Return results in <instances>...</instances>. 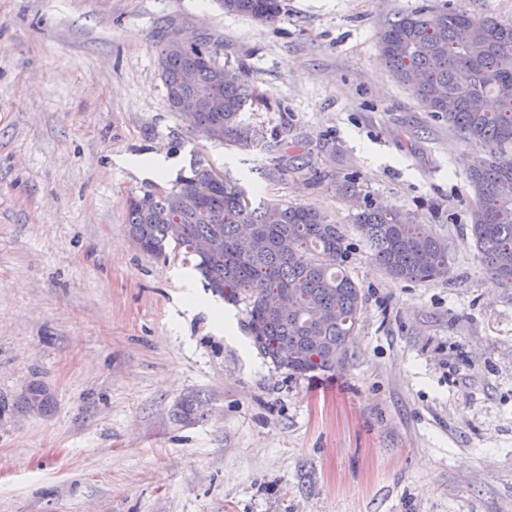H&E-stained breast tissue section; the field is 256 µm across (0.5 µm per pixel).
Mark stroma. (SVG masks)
<instances>
[{
	"mask_svg": "<svg viewBox=\"0 0 512 512\" xmlns=\"http://www.w3.org/2000/svg\"><path fill=\"white\" fill-rule=\"evenodd\" d=\"M281 7L270 24L219 0H0V512H512V288L468 229L482 155L379 49L402 13L512 21V0ZM177 33L223 41L246 68L258 98L241 119L259 142L203 138L171 111L159 53ZM195 167L251 204L316 208L356 243L365 305L342 367L275 368L242 307L131 241V193ZM352 172L447 240V279L383 275L336 190ZM33 383L45 410L22 404ZM189 397L193 423L177 417Z\"/></svg>",
	"mask_w": 512,
	"mask_h": 512,
	"instance_id": "35a3bbf8",
	"label": "stroma"
}]
</instances>
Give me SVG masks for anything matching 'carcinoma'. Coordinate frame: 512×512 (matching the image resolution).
<instances>
[{
  "mask_svg": "<svg viewBox=\"0 0 512 512\" xmlns=\"http://www.w3.org/2000/svg\"><path fill=\"white\" fill-rule=\"evenodd\" d=\"M222 5L261 22L273 23L281 13L280 0ZM213 43L203 36L182 52L160 50L168 105L174 110L179 99L196 98L190 126L209 127L228 145L248 146L256 132L239 115L255 89L246 71L219 60ZM379 47L395 78L430 116L485 152L483 163L467 173L474 194L469 230L485 269L512 286V22L446 9L431 14L424 7L384 28ZM189 67L196 79L186 85ZM338 191L352 200L354 223L385 275L411 282L448 278V243L420 217L378 205L353 176ZM127 224L142 251L160 257L170 246L186 250L207 290L245 304V328L275 367L306 375L334 371L345 361L364 298L349 272L351 244L326 214L281 201L253 208L227 181L199 200L191 175L169 190L132 195ZM246 227L255 239L250 248L242 244ZM202 239L214 243L205 255L195 248ZM282 295L291 306L277 310L271 302Z\"/></svg>",
  "mask_w": 512,
  "mask_h": 512,
  "instance_id": "cac0c4a2",
  "label": "carcinoma"
}]
</instances>
